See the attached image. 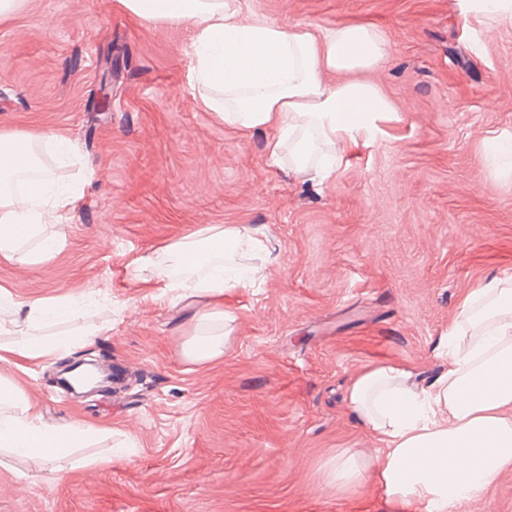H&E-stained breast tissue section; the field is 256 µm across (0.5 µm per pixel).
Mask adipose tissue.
I'll list each match as a JSON object with an SVG mask.
<instances>
[{
	"label": "adipose tissue",
	"instance_id": "ef3b65f1",
	"mask_svg": "<svg viewBox=\"0 0 512 512\" xmlns=\"http://www.w3.org/2000/svg\"><path fill=\"white\" fill-rule=\"evenodd\" d=\"M135 17L188 23L194 55L189 68L201 104L239 130H274L267 144L279 162L287 142L303 139L327 151L322 177L336 169L348 147L371 143L393 112L389 98L367 82L326 86L328 70L364 71L389 55L383 34L368 24H347L318 33L289 30L245 13L239 0H120ZM44 133H0V257L9 259L36 235L46 212L58 218L77 202L52 192L42 180L14 194L7 180L28 170L32 149L54 142ZM207 242L222 265L197 282L173 279L168 265ZM263 241L245 226H208L195 237L163 249L152 263L155 283L168 291L192 290L212 305L211 319L233 322L222 306L225 290L246 288L259 269L236 263ZM448 368L421 387L407 384L402 367L377 363L360 370L346 389L347 403L379 448L365 454L343 449L325 468L337 491L363 488L377 476L390 512H448L452 503L480 494L512 469V278L492 277L461 301L448 332ZM91 426H45L14 385L0 382V449L25 458L35 470L64 457Z\"/></svg>",
	"mask_w": 512,
	"mask_h": 512
}]
</instances>
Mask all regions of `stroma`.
<instances>
[{
    "mask_svg": "<svg viewBox=\"0 0 512 512\" xmlns=\"http://www.w3.org/2000/svg\"><path fill=\"white\" fill-rule=\"evenodd\" d=\"M241 2L287 27L369 22L386 38L363 78L396 111L334 178L318 174L322 150L270 163L271 130L230 129L200 106L187 24L120 0H23L0 22V132L66 138L56 181L80 194L67 223L41 226L60 238L53 259L31 262L33 239L0 258L12 297L73 309L30 335L72 342L25 361L0 334V380L47 425L99 430L52 483L0 450V512H386L378 484L340 494L324 476L337 450L378 445L347 405L350 378L385 362L433 379L462 297L512 276V175L487 148L512 138V21H478L464 0ZM226 224L263 240L242 258L262 275L225 293L224 355L198 364L184 347L211 330L209 305L163 292L142 261ZM87 353L124 385L76 398L52 383L60 360ZM458 512H512V470Z\"/></svg>",
    "mask_w": 512,
    "mask_h": 512,
    "instance_id": "stroma-1",
    "label": "stroma"
}]
</instances>
